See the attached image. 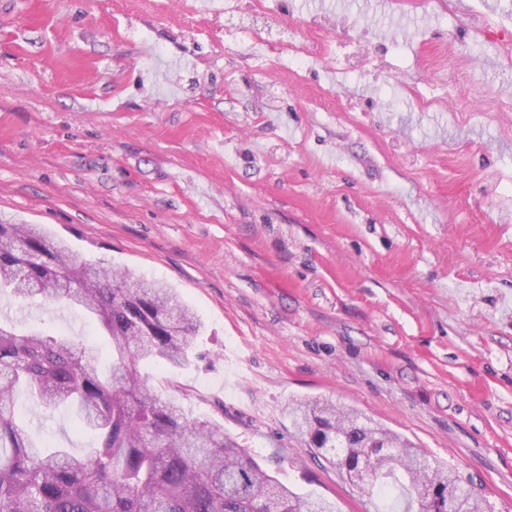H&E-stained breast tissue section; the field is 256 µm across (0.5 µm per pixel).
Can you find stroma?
Listing matches in <instances>:
<instances>
[{"label": "stroma", "instance_id": "stroma-1", "mask_svg": "<svg viewBox=\"0 0 512 512\" xmlns=\"http://www.w3.org/2000/svg\"><path fill=\"white\" fill-rule=\"evenodd\" d=\"M251 4L0 0V219L175 288L197 357L149 386L293 490L387 508L298 439L286 406L328 400L512 512V0H266L268 45ZM0 316L110 364L80 309L0 294ZM17 405L35 438L92 441Z\"/></svg>", "mask_w": 512, "mask_h": 512}]
</instances>
